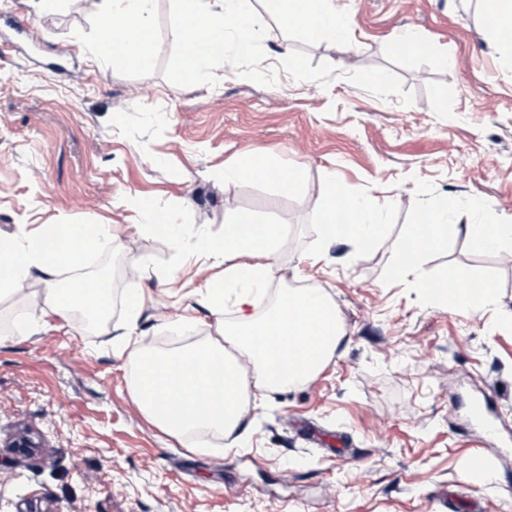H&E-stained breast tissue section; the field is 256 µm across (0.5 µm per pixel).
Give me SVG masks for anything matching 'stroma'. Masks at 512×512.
<instances>
[{
  "label": "stroma",
  "mask_w": 512,
  "mask_h": 512,
  "mask_svg": "<svg viewBox=\"0 0 512 512\" xmlns=\"http://www.w3.org/2000/svg\"><path fill=\"white\" fill-rule=\"evenodd\" d=\"M100 2L40 15L0 0V239L46 224L115 234L61 274L109 282L102 325L42 316L37 279L0 296V512H512V333L493 325L495 310L512 314V258L471 253L460 234L423 265L498 269L495 310L424 306L406 284L381 280L416 179L512 219V62L493 46L479 0H335L353 30L343 46L245 0L254 53H228L206 86L174 77L175 0L154 2L151 67L121 70L92 53ZM15 16L33 37L15 34ZM407 31L427 54L398 49ZM247 155L300 167L304 180L294 191L225 180ZM331 185L379 211L373 248L323 236ZM139 199L177 216L181 244L141 227L130 206ZM239 212L280 225L282 237L265 294L241 312L227 298L218 317L193 292L234 259L188 252ZM137 256L149 274L127 275ZM301 286L335 304L343 329L309 380L250 391L238 428L212 439L172 436L142 413L120 342L130 291L147 297L136 335L168 352L216 337L240 313L263 317ZM183 315L193 328L178 327ZM484 396L492 435L469 415ZM20 431L41 447L7 448ZM476 451L488 475L469 472Z\"/></svg>",
  "instance_id": "obj_1"
}]
</instances>
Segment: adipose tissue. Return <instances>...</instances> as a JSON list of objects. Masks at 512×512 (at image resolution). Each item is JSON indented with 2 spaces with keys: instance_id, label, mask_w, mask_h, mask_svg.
Instances as JSON below:
<instances>
[{
  "instance_id": "adipose-tissue-1",
  "label": "adipose tissue",
  "mask_w": 512,
  "mask_h": 512,
  "mask_svg": "<svg viewBox=\"0 0 512 512\" xmlns=\"http://www.w3.org/2000/svg\"><path fill=\"white\" fill-rule=\"evenodd\" d=\"M267 2L284 25L306 37L324 36L341 44L351 38L349 20L334 0ZM153 7L154 0H101L96 59L114 69L150 66ZM177 11L184 50L174 65L176 79L197 85L214 82V61L224 59L231 48L239 54L250 51L255 20L242 10L241 0H177ZM227 175L239 180L260 175L291 190L303 180L301 168H283L254 156L239 160ZM325 196L320 216L325 237L372 248L383 230L373 204L343 196L333 186L326 188ZM280 238L279 225L245 213L225 224L222 238H199L198 255L230 252L241 258L225 269L223 279L199 290L200 304L219 312L230 288H264ZM111 240L105 224H48L21 243L0 242V295L18 293L36 277L47 286L50 312L72 308L103 316L112 302L103 282L83 281L65 289L56 282L63 269L80 267L88 252ZM341 334L336 309L325 295L287 289L262 318L241 314L238 331L220 330L218 338L184 350L162 353L134 341L130 391L141 411L171 435L198 429L226 433L239 425L242 400L250 388L284 390L308 380L333 353Z\"/></svg>"
}]
</instances>
